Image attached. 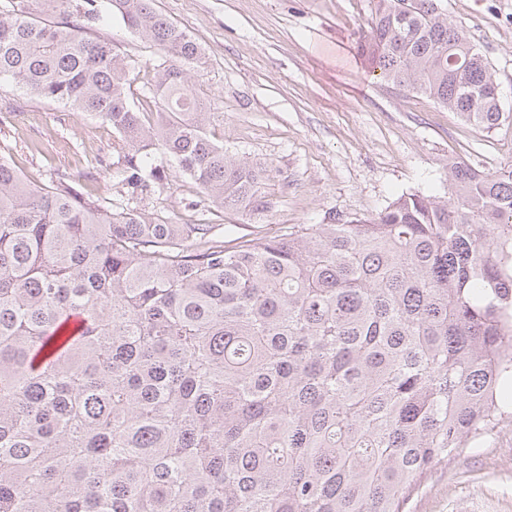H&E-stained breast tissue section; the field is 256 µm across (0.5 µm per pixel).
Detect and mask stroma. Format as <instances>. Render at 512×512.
Returning a JSON list of instances; mask_svg holds the SVG:
<instances>
[{
    "label": "stroma",
    "mask_w": 512,
    "mask_h": 512,
    "mask_svg": "<svg viewBox=\"0 0 512 512\" xmlns=\"http://www.w3.org/2000/svg\"><path fill=\"white\" fill-rule=\"evenodd\" d=\"M496 73L509 118L487 131L426 95L397 87L365 66L359 37L369 0H154L156 10L202 48L192 77L211 114L210 137L236 159L263 164L269 212L214 206L169 165L168 188L128 192L110 163L119 145L99 117L13 90L17 111L0 110V150L28 180L65 175L81 190L171 224H208L232 240L288 233L324 218L380 213L398 195L448 196V160L485 171L512 163V0H443ZM119 57L139 60L130 99L143 112L162 53L117 20L87 30ZM403 512H512V415L435 466Z\"/></svg>",
    "instance_id": "stroma-1"
}]
</instances>
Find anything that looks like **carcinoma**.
<instances>
[{
	"label": "carcinoma",
	"mask_w": 512,
	"mask_h": 512,
	"mask_svg": "<svg viewBox=\"0 0 512 512\" xmlns=\"http://www.w3.org/2000/svg\"><path fill=\"white\" fill-rule=\"evenodd\" d=\"M32 2L0 0V81L102 117L133 193L167 185L161 154L214 205L271 209L152 0H39L71 27ZM440 2L371 0L362 55L495 130V73ZM107 16L164 54L150 124L138 62L80 34ZM448 194L229 244L0 153V512H402L512 388V165L452 161Z\"/></svg>",
	"instance_id": "1"
}]
</instances>
